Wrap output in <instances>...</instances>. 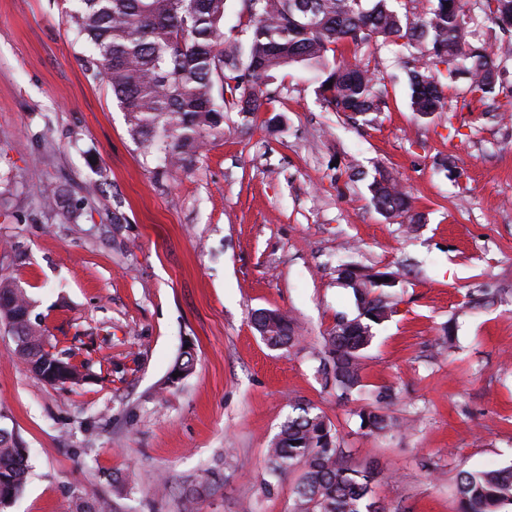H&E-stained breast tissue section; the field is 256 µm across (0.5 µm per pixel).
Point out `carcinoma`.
Masks as SVG:
<instances>
[{
  "label": "carcinoma",
  "instance_id": "carcinoma-1",
  "mask_svg": "<svg viewBox=\"0 0 512 512\" xmlns=\"http://www.w3.org/2000/svg\"><path fill=\"white\" fill-rule=\"evenodd\" d=\"M68 23L84 47L87 70L107 82L125 114L128 132L145 154L159 153L169 173L195 160L202 146L224 136V112L248 119L272 102L274 72L300 64L319 75L317 93L334 112L351 118L376 114L386 106L387 89L379 62L334 59L345 45L392 42L413 61L425 52L430 66L407 71L410 106L422 118L447 111L448 82L463 78L466 92L482 102L496 95L500 70L512 62V50L498 53L469 41L470 27L482 19L512 29V0H479V12L463 0H409L411 14L395 0H240L247 17L246 40L224 33L226 0H71ZM448 67V81L436 66ZM332 87H326L327 83ZM374 208L385 218L404 216L416 225L407 190L379 169L368 184ZM73 221L63 192L43 197ZM338 278L351 288L358 314L336 317V327L317 354L325 383L349 401L366 389L361 361L371 345L373 326L393 314L395 273L367 271L341 264ZM389 281H384V278ZM26 289L0 274V323L17 337L16 354L35 376L51 386L74 385L93 376L92 366L74 363L72 349L49 342L42 324L31 318ZM256 330L272 349L297 347L293 320L277 309L252 313ZM372 402L355 412L359 428L386 433L397 427L386 412L387 387L370 390ZM266 450L263 493L273 495L296 467L301 474L289 512H387L378 506L374 466L348 465L337 427L322 412L300 402ZM29 470V452L13 431L0 427V512L19 496ZM461 512H503L512 506V467L460 470L456 478Z\"/></svg>",
  "mask_w": 512,
  "mask_h": 512
}]
</instances>
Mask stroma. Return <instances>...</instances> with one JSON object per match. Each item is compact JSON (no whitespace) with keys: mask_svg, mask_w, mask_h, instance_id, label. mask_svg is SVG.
<instances>
[{"mask_svg":"<svg viewBox=\"0 0 512 512\" xmlns=\"http://www.w3.org/2000/svg\"><path fill=\"white\" fill-rule=\"evenodd\" d=\"M70 8L0 0V272L58 347L104 369L48 385L0 325V427L31 465L6 512H180L189 493L197 512H287L296 475L271 496L261 483L298 402L337 426L349 465L376 466L390 512H460V469L512 465V65L493 98L456 83L447 112L420 119L400 48L370 44L357 56L382 60L387 104L369 124L328 109L295 66L264 112H226L223 138L159 176L86 72ZM379 168L409 191L414 232L371 204ZM49 184L77 222L40 204ZM344 262L398 277L363 360L366 384L394 390L387 433L362 432L317 371L337 315L356 314ZM258 308L292 315L300 346L268 348ZM187 343L195 367L170 384Z\"/></svg>","mask_w":512,"mask_h":512,"instance_id":"1","label":"stroma"}]
</instances>
